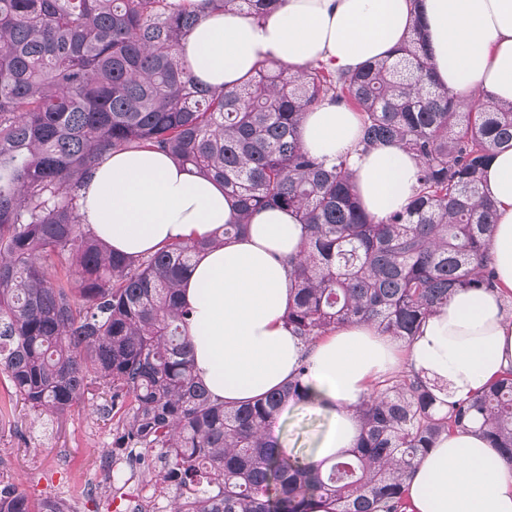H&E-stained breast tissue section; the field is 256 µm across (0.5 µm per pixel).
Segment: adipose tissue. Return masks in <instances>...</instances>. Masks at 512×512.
<instances>
[{"label":"adipose tissue","mask_w":512,"mask_h":512,"mask_svg":"<svg viewBox=\"0 0 512 512\" xmlns=\"http://www.w3.org/2000/svg\"><path fill=\"white\" fill-rule=\"evenodd\" d=\"M416 25L436 82L465 101L479 92L512 102V0H283L261 19L206 14L181 54L196 79L219 91L262 63L298 73L317 63L352 72L370 61H393ZM359 133L358 113L328 100L305 112L300 126L302 144L314 155L348 154L359 203L381 221L409 206L420 164L396 144L358 150ZM482 189L496 206L495 290L457 291L404 343L359 323L304 346L285 324L288 260L302 249L303 228L293 211H256L242 236L200 255L182 283L192 309L195 369L212 399L255 401L308 359L312 402L331 421L314 457L319 463L356 447L357 406L372 384L400 367L447 382L453 400L511 369L512 313L505 308L512 294L511 148L487 166ZM78 204L83 224L131 257L212 235L235 217L221 183L152 149L105 156L80 188ZM479 428L475 421L445 435L421 457L407 485V512H512V470Z\"/></svg>","instance_id":"obj_1"}]
</instances>
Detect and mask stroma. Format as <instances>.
I'll return each instance as SVG.
<instances>
[{"label":"stroma","instance_id":"stroma-1","mask_svg":"<svg viewBox=\"0 0 512 512\" xmlns=\"http://www.w3.org/2000/svg\"><path fill=\"white\" fill-rule=\"evenodd\" d=\"M0 403L10 418L0 428V487L60 501L70 512H172L173 493L157 481L160 462L130 457L121 423L105 415L103 395L59 417L40 415L0 376ZM328 428L327 415L301 402L288 406L273 435L289 451L311 455ZM112 464L118 476H109Z\"/></svg>","mask_w":512,"mask_h":512}]
</instances>
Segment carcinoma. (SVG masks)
Instances as JSON below:
<instances>
[{
	"label": "carcinoma",
	"instance_id": "cac0c4a2",
	"mask_svg": "<svg viewBox=\"0 0 512 512\" xmlns=\"http://www.w3.org/2000/svg\"><path fill=\"white\" fill-rule=\"evenodd\" d=\"M279 0H0V374L36 412L62 415L95 385L123 409L128 445L161 463L175 512H403L405 482L443 434L482 420L512 468V370L442 412L437 384L404 368L356 410V448L322 467L288 454L270 427L310 401L293 381L241 406L211 400L194 374L180 287L214 236L151 256L117 253L79 221L78 190L107 152L149 148L213 178L237 200L224 235L277 207L303 224L288 260V327L312 345L345 324L414 336L459 288L492 290L494 204L481 193L496 151L512 147V103L470 109L436 84L419 27L395 63L346 75L261 65L220 93L194 79L181 41L206 11H269ZM359 113L364 148L397 143L420 162L410 206L375 223L347 157L306 151L302 115L318 103ZM67 261L72 278L48 272ZM0 512H67L0 489Z\"/></svg>",
	"mask_w": 512,
	"mask_h": 512
}]
</instances>
